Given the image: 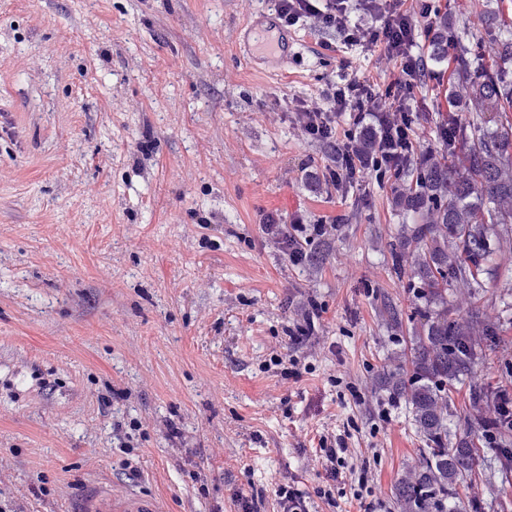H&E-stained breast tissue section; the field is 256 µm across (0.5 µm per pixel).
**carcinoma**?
I'll return each instance as SVG.
<instances>
[{
	"label": "carcinoma",
	"mask_w": 512,
	"mask_h": 512,
	"mask_svg": "<svg viewBox=\"0 0 512 512\" xmlns=\"http://www.w3.org/2000/svg\"><path fill=\"white\" fill-rule=\"evenodd\" d=\"M496 36L495 57L480 65L479 43L453 45L457 101L449 105L466 115L436 123L439 154L405 189L418 218L404 225L394 264L401 274L408 262L417 267L418 299L440 309L418 312L410 369L391 379L426 442L420 467L395 487L401 512H477L476 497L460 495L459 488L480 482L491 493L495 483L512 481L511 418L500 414L483 433L469 432L454 442L448 435V383L468 374L499 336V323L478 311L467 322L449 317L447 298L448 288L458 284L479 293L494 240L491 226L512 224V28L500 27ZM494 241L512 251L509 233ZM505 390L475 382L468 408L487 414ZM495 441L501 448L494 467L478 470Z\"/></svg>",
	"instance_id": "obj_1"
}]
</instances>
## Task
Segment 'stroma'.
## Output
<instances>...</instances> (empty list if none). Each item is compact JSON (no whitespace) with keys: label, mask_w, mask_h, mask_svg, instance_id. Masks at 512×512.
Returning a JSON list of instances; mask_svg holds the SVG:
<instances>
[{"label":"stroma","mask_w":512,"mask_h":512,"mask_svg":"<svg viewBox=\"0 0 512 512\" xmlns=\"http://www.w3.org/2000/svg\"><path fill=\"white\" fill-rule=\"evenodd\" d=\"M466 4L438 2L472 43L485 23ZM264 7L0 0V512H76L87 490L156 512H237L240 492L276 512L288 485L310 512H400L394 487L425 446L385 384L410 359L414 280L390 251L412 218L371 175L311 190L301 165L325 150L288 114L327 80L396 69L304 28L288 57L260 54L248 31ZM452 69L430 65L414 92L421 150ZM266 212L343 222L297 266L268 245ZM483 278L500 343L455 384L454 439L478 426L471 383L512 382V254ZM311 301L316 334L288 380L270 357ZM326 430L351 449L330 504L313 453Z\"/></svg>","instance_id":"stroma-1"}]
</instances>
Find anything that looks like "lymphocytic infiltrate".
I'll return each instance as SVG.
<instances>
[{
  "mask_svg": "<svg viewBox=\"0 0 512 512\" xmlns=\"http://www.w3.org/2000/svg\"><path fill=\"white\" fill-rule=\"evenodd\" d=\"M276 12L285 28L331 32L343 48L379 54L397 68L396 78L384 87L372 76L355 75L326 81L315 100L292 99L289 112L303 139L327 151L326 163L312 175L316 186L347 190L367 163L380 184L425 163L428 156L418 141L424 114L414 105L413 91L426 74L419 46L436 26L434 0H277ZM360 14L369 25L357 22ZM261 224L267 240L295 265L306 259L307 246L333 238L339 227L334 219L307 224L299 217L285 225L271 212L263 214ZM315 453L327 481L317 494L329 502L330 485L341 478L350 448L344 438L323 434Z\"/></svg>",
  "mask_w": 512,
  "mask_h": 512,
  "instance_id": "obj_1",
  "label": "lymphocytic infiltrate"
}]
</instances>
